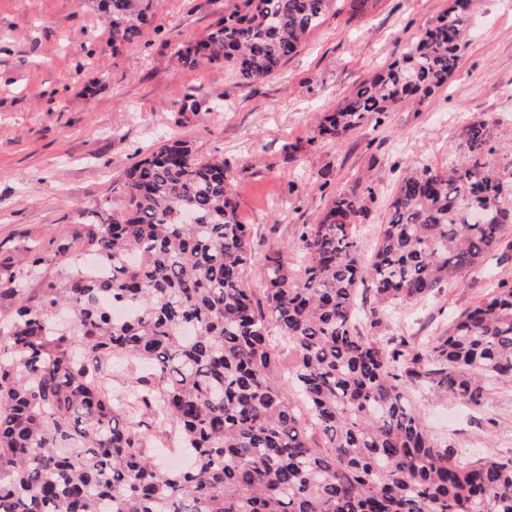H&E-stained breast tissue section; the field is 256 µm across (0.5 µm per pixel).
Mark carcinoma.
Wrapping results in <instances>:
<instances>
[{
  "mask_svg": "<svg viewBox=\"0 0 512 512\" xmlns=\"http://www.w3.org/2000/svg\"><path fill=\"white\" fill-rule=\"evenodd\" d=\"M337 0H240L184 67L226 65L245 84L298 53ZM469 0L452 5L380 74L356 87L320 133L339 142L428 97L452 76ZM112 49L137 45L152 0H100ZM465 165L408 166L369 265L355 233L372 187L340 193L302 226L299 268L267 256L265 301L246 286L250 227L237 218L224 159L167 140L120 180L119 212L88 213L77 246L27 248L37 297L0 279V512H512V457L472 458L435 441L409 393L474 409L485 382L512 378V284L418 346L383 336L389 310L442 293L490 255L512 259V171L487 163L482 120ZM291 353L278 377L273 336ZM143 361L135 407L112 403L99 367ZM325 436L315 448L297 404ZM175 425L190 465L163 471L130 417Z\"/></svg>",
  "mask_w": 512,
  "mask_h": 512,
  "instance_id": "carcinoma-1",
  "label": "carcinoma"
}]
</instances>
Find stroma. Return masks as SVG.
<instances>
[{
    "label": "stroma",
    "instance_id": "1",
    "mask_svg": "<svg viewBox=\"0 0 512 512\" xmlns=\"http://www.w3.org/2000/svg\"><path fill=\"white\" fill-rule=\"evenodd\" d=\"M450 4L376 0L357 13L338 0L277 75L245 86L224 66L191 69L173 58L176 42L205 35L228 0H153L140 45L118 52L92 0H0V254L22 273L28 246L74 245L87 212L105 201L121 208L114 180L167 136L223 158L238 218L252 228L249 287L261 290L267 255L284 251L297 263L301 226L316 223L336 194L367 186L376 202L357 248L370 262L401 167L465 164L462 128L471 119L488 123V163L512 167L504 142L512 107L502 100L512 89V0H470L459 66L422 103L339 144L319 134L326 113ZM188 93L199 102L192 111L182 106ZM500 280H512V261L487 259L436 298L393 311L388 331L443 335L449 317ZM411 399L438 442L474 457L512 456V380L490 381L478 411L427 389Z\"/></svg>",
    "mask_w": 512,
    "mask_h": 512
}]
</instances>
